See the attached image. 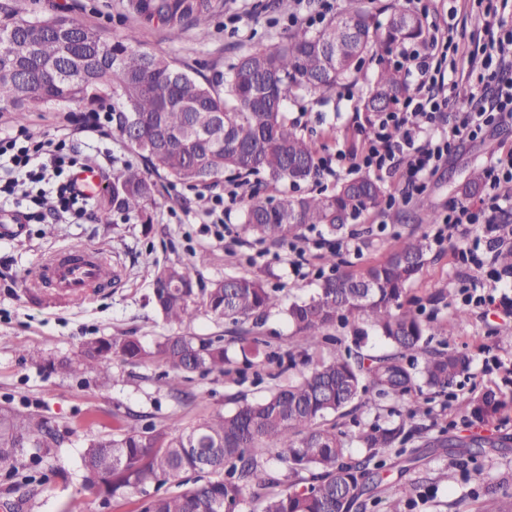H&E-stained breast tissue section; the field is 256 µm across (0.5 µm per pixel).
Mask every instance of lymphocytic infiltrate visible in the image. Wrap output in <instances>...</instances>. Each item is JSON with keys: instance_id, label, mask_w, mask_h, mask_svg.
<instances>
[{"instance_id": "obj_1", "label": "lymphocytic infiltrate", "mask_w": 512, "mask_h": 512, "mask_svg": "<svg viewBox=\"0 0 512 512\" xmlns=\"http://www.w3.org/2000/svg\"><path fill=\"white\" fill-rule=\"evenodd\" d=\"M479 21L488 36L479 48L466 50L449 22L433 25L420 46L401 49L398 63L413 82L411 94L380 117L360 150L337 149L320 158V169L331 176L350 168L404 176L400 196L406 201L425 190L429 177L464 138L512 121V61L503 54L504 45H512V26L500 16L497 0H486ZM395 126L404 131L397 142L388 136ZM76 164L73 144L62 130L40 140L21 132L0 136V205L17 212L25 223L41 221L44 194L31 191L32 185L41 184L55 196L57 220L81 223L88 197L69 175ZM511 191L509 148L491 155L479 207L450 206L444 229L491 223L501 198Z\"/></svg>"}]
</instances>
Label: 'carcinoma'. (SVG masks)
Instances as JSON below:
<instances>
[{"instance_id":"obj_1","label":"carcinoma","mask_w":512,"mask_h":512,"mask_svg":"<svg viewBox=\"0 0 512 512\" xmlns=\"http://www.w3.org/2000/svg\"><path fill=\"white\" fill-rule=\"evenodd\" d=\"M352 6L321 29L297 28L285 41L258 49L229 68L224 83L201 82L174 62L137 44L130 34L120 41L103 39L65 15L0 22V105L5 103L22 124L28 112L48 103L92 106L112 93V130L124 135L127 119L134 133L125 138L147 170L128 166L112 178L109 209L151 223L149 206L156 183L150 173L172 183L211 185L229 174L249 183L264 174L272 182L297 184L319 176L315 142L288 122L285 102L303 93H328L358 73L365 58L377 60L362 109L380 114L409 93L402 70L388 57L408 42L424 39V17L403 0L382 9L385 21L350 0ZM224 0H126V11L146 26L163 28L172 41L189 31L209 35ZM485 181L471 172L462 192L477 195ZM388 205L384 185L354 173L330 193L296 195L281 201L253 193L244 211L246 231L261 242L299 239L318 225L342 232L363 214ZM426 238L398 239L384 259L354 271L340 270L336 252L323 261L334 275L319 278L313 293L284 308L295 331V351L307 369L286 385H276L259 400L241 398L234 408L183 426L142 425L124 420L110 434H91L82 455L86 490L109 498L142 495L137 512H364L378 493L385 455L406 452L415 426L372 423L356 441L364 457L355 458L336 418L373 394L400 398L417 384L438 392L469 367L466 355L426 349L429 324L414 309L408 285L427 263ZM153 298L165 323L180 325L201 305L235 326L233 342L244 364L260 357L256 331L267 313L280 306L275 291L259 278L226 277L211 282L196 299L190 270L179 264L154 271ZM358 318L369 324L392 353L365 364L360 349L367 339L356 331L355 349L312 361L311 351L336 340L330 331ZM32 364L65 374L94 373L107 383L113 365L159 362L166 384L183 403L195 398L183 391L191 375L225 374L233 369L222 339L202 340L173 334L144 344L136 336L86 340L75 359L48 358L23 350ZM422 361H417L418 355ZM73 434L42 414L0 404V473L27 484L43 479L26 472V457L53 466L57 449ZM175 482L182 490L163 492ZM477 512H512V497L487 489Z\"/></svg>"}]
</instances>
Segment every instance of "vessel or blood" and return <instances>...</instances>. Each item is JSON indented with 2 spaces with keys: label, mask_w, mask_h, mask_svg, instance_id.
<instances>
[{
  "label": "vessel or blood",
  "mask_w": 512,
  "mask_h": 512,
  "mask_svg": "<svg viewBox=\"0 0 512 512\" xmlns=\"http://www.w3.org/2000/svg\"><path fill=\"white\" fill-rule=\"evenodd\" d=\"M105 266L106 260L98 250H68L41 264L36 278L60 295L82 297L95 290Z\"/></svg>",
  "instance_id": "vessel-or-blood-1"
}]
</instances>
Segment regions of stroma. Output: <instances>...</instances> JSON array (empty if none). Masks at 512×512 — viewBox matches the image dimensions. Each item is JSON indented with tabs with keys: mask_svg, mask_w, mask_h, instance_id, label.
Returning a JSON list of instances; mask_svg holds the SVG:
<instances>
[{
	"mask_svg": "<svg viewBox=\"0 0 512 512\" xmlns=\"http://www.w3.org/2000/svg\"><path fill=\"white\" fill-rule=\"evenodd\" d=\"M125 0H0V19L34 15H67L103 37L118 40L136 33L143 48L173 60L198 80H212L227 72L231 63L259 47L279 44L292 30V15L318 12L315 0H290L280 9L277 0H225V7L212 22V34L199 39L187 33L170 41L160 28L141 27L125 10ZM374 70L364 64L352 90L304 95L288 100L289 121L303 135L313 136L319 152L335 151L337 145L359 148L363 138V115L358 110ZM81 106L49 104L30 112L18 124L10 110L0 108V134L18 128L33 137H43L63 125L67 114H81ZM79 156L105 149L112 152V167L102 174L103 189H111L112 176L126 166L140 165V158L112 130L104 134L75 135ZM512 148V122L487 129L477 138L464 140L433 175L425 192L383 212L363 215L354 234L343 238L322 228L307 231L298 241L284 244L259 242L243 231V204L224 213L229 231L216 237L208 211L214 191H228L229 182L218 188L160 183L152 221L139 223L133 216L110 212L101 221L100 201L92 199L81 224H61L46 218L27 224L16 233L0 232V402L11 400L21 409L39 411L60 428L70 429V440L58 450L57 473L45 489L30 494L27 512H65L73 498H83L86 512H137L136 497L102 502L82 486L81 456L84 435L108 433L126 416H140L143 423L188 424L232 407L235 397L257 399L274 385L296 379L297 370L286 363L294 347L293 329L281 309H272L259 334L273 359L259 370L246 369L227 376H194L186 392L195 394L194 404L185 406L169 392L163 369L155 364L125 368L108 386L95 375L70 376L39 368L22 357L35 348L52 358L76 357L82 343L92 337L131 335L149 343L172 334V326L158 317L152 300L155 266L186 264L202 284L225 276L259 278L278 291L283 302L306 298L319 274L329 273L322 260L329 249H337L346 264L382 259L398 236L415 234L429 238L428 262L412 282L409 294L419 301L423 317L438 331L430 348L466 352L471 364L445 392L415 389L400 399H373L341 420L342 429L354 433L375 420L391 421L399 409L414 411L420 428L409 442V455L391 456L379 487L380 504L368 512H387L390 501H398L400 512H473L460 505L462 495L474 485L469 474L481 467L489 487L505 486L512 494V403L507 408L476 419L474 410L485 393L512 392V315L500 302L479 308H463V288L512 290V276L493 281L500 269L494 253L482 252L483 267H464L454 258L457 246H469L484 238V231L462 226L450 231L443 242H434L436 228L426 214L442 215L448 206L470 203L459 187L467 173L484 168L492 153ZM66 247L100 250L118 274L117 285L80 298L57 297L53 289L37 283L38 266L52 253ZM465 318H458V310ZM489 436L492 446L470 460L437 447L448 438L457 442L470 435Z\"/></svg>",
	"mask_w": 512,
	"mask_h": 512,
	"instance_id": "stroma-1",
	"label": "stroma"
}]
</instances>
